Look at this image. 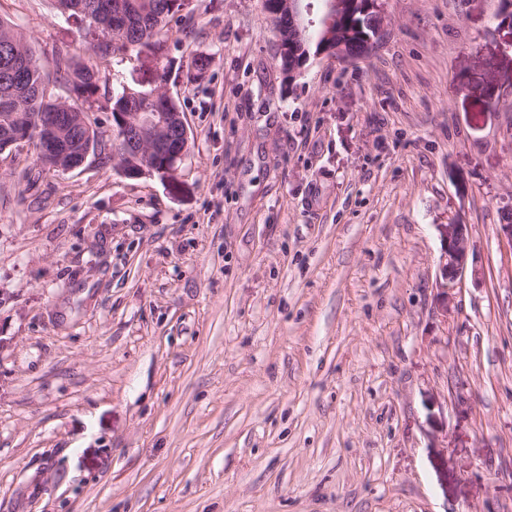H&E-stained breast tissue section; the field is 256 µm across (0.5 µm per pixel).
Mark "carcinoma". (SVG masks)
Returning <instances> with one entry per match:
<instances>
[{
    "label": "carcinoma",
    "instance_id": "cac0c4a2",
    "mask_svg": "<svg viewBox=\"0 0 512 512\" xmlns=\"http://www.w3.org/2000/svg\"><path fill=\"white\" fill-rule=\"evenodd\" d=\"M186 0H53L56 11L73 15L81 4L103 24V42L93 47L85 58L58 53L52 61L36 56L28 38L8 22L0 20V116L13 117L11 126L0 125V142L6 143L9 131L18 124L34 121L42 112H80L72 105L48 92L51 83L62 82L85 103L92 102L99 91V74L94 58L98 56H131L144 47L161 49L169 24L184 9ZM362 2L355 0L345 30L368 33L363 27ZM149 90L128 84L112 89L106 110L114 112H152L154 103ZM92 121L63 123L60 138L63 145L79 150L88 143L105 144Z\"/></svg>",
    "mask_w": 512,
    "mask_h": 512
}]
</instances>
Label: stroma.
I'll list each match as a JSON object with an SVG mask.
<instances>
[{
    "instance_id": "1",
    "label": "stroma",
    "mask_w": 512,
    "mask_h": 512,
    "mask_svg": "<svg viewBox=\"0 0 512 512\" xmlns=\"http://www.w3.org/2000/svg\"><path fill=\"white\" fill-rule=\"evenodd\" d=\"M381 8L375 54L292 82L262 0L98 59L183 112L174 181L0 153V512H512V19ZM456 222L482 276L442 309Z\"/></svg>"
}]
</instances>
